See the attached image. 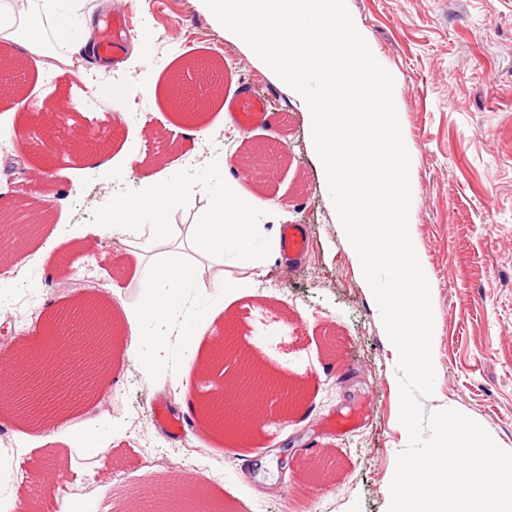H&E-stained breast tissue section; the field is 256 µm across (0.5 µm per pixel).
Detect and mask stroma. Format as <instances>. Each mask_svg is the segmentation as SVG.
<instances>
[{
  "label": "stroma",
  "instance_id": "1",
  "mask_svg": "<svg viewBox=\"0 0 512 512\" xmlns=\"http://www.w3.org/2000/svg\"><path fill=\"white\" fill-rule=\"evenodd\" d=\"M133 15L118 65L102 68L96 53H79L51 68L32 59L21 80L31 102L51 97L66 119L57 122L48 179L24 177L31 145L42 136L0 101V208L20 198L50 201L51 223L40 225L24 250L25 266L0 279V366L55 312L90 299L142 302L130 281L122 235L93 237L86 227L112 203L113 173L124 184L168 168L182 187L170 221L189 224L209 205L197 176L219 153L271 150L268 166L243 191L261 196L255 218L266 242L278 244L286 224L302 225L310 242L302 260L270 259L256 276L230 268L236 287L208 291L214 312L203 327L212 351L233 339L249 347L283 381L302 380L290 408L263 406L241 449L231 432L187 423L176 436L155 420L153 405L199 411L221 378L244 365L229 358L222 371L204 360L186 386L169 377L147 380L123 343L112 346L110 383L52 416L22 425L0 417V502L33 498L36 468L62 469V479L36 499L37 512H96L102 500L124 512L128 491L157 484L177 494L183 481L202 487L223 512H387L397 457L409 442L399 422L398 360L379 311L361 286V268L327 194L299 102L249 53L228 40L198 0H88L94 18L114 4ZM377 61L394 78L393 97L409 148L412 240L424 263L433 312V392L424 413L454 409L479 423L512 452V0H346ZM158 80L156 99L112 101L89 95L90 85L119 83L129 72ZM198 97L234 94L242 84L271 103L265 122L242 130L232 115L211 108L197 127L172 109L173 77ZM86 136L91 155L70 156L73 134ZM59 246L39 251L47 239ZM354 418L344 432L329 419ZM107 432V449L85 463H61L81 447L88 428ZM318 466L335 482L314 489Z\"/></svg>",
  "mask_w": 512,
  "mask_h": 512
}]
</instances>
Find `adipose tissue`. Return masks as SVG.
Wrapping results in <instances>:
<instances>
[{
	"label": "adipose tissue",
	"mask_w": 512,
	"mask_h": 512,
	"mask_svg": "<svg viewBox=\"0 0 512 512\" xmlns=\"http://www.w3.org/2000/svg\"><path fill=\"white\" fill-rule=\"evenodd\" d=\"M85 0H0V53L15 51L40 58L44 64L67 63L74 51L89 48L93 16L84 11ZM229 158H219L217 167L201 170L209 182L211 200L194 222L174 224L179 186L175 178L158 172L142 177L136 185L113 197L101 211L95 229L130 233L127 242L128 271L143 296L134 316L126 317L123 333L126 353L138 358L144 377L170 373L172 379L186 376L187 364L197 358L210 308L189 302L187 293L208 284L230 287L224 272L225 257L237 259L244 269L264 270L265 260L256 249L260 231L255 217L264 207L261 197L241 191L224 169ZM161 320L160 334L142 333V324ZM176 342L184 364H168L164 355L169 342Z\"/></svg>",
	"instance_id": "adipose-tissue-1"
}]
</instances>
